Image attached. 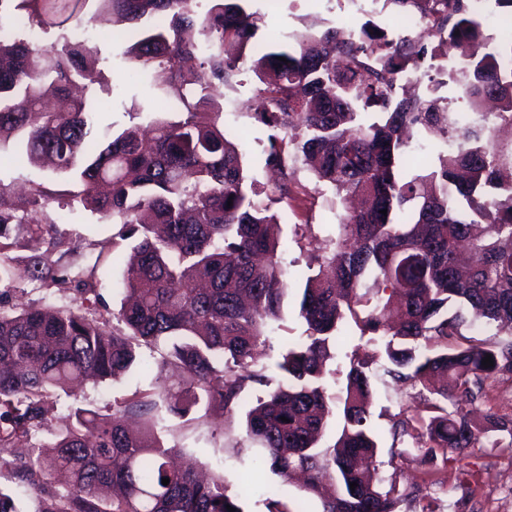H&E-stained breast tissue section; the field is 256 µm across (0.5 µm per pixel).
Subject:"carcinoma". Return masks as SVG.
Listing matches in <instances>:
<instances>
[{
  "mask_svg": "<svg viewBox=\"0 0 512 512\" xmlns=\"http://www.w3.org/2000/svg\"><path fill=\"white\" fill-rule=\"evenodd\" d=\"M193 2L0 0V33L21 18L62 31L49 50L0 37V154L49 160L66 185L32 186L22 215L0 208V252L24 251L0 256V449L32 439L51 393L89 378L118 382L143 351L159 354L154 386L113 401L107 414L73 409L52 445H30L22 482L33 512H243L224 475L204 482L173 465L178 449L163 435L200 406L205 417L231 415L249 388L272 383L258 349L281 317L289 273L270 234L271 204L291 197L299 164L362 207L340 217L307 267L299 302L307 336L285 348L277 387L247 413L260 464L288 481L304 477L322 512H397L410 496L371 474L378 444L365 364L353 359L345 388L327 393L325 363L348 319L363 335L382 334L392 378L419 388L393 440H412L425 474L441 472L450 454L465 459L482 438L512 452V414L448 409L451 397L472 401L487 382L512 381V142L496 136L512 126V40L485 23L497 8L512 15V0H483L479 11L471 0H389L423 18L437 42L431 53L367 24L347 37L336 28L291 33L270 49L254 42L258 17L244 0H210L203 15ZM101 13L120 26L139 70L181 89V119L97 132L99 49L73 33ZM470 41L489 51L458 61L446 80L429 76L427 56ZM244 70L259 81L257 118L273 130L265 163L282 175L268 204L254 200L244 152L220 124L216 85L233 86ZM404 73L428 79L422 95L400 96ZM455 94L472 107L495 99V121L456 132ZM416 129L454 145L428 174L406 179L400 168L428 165L407 152ZM66 198L120 225L101 249L132 244L121 279L131 302L112 313L110 333L95 307L101 257L45 238L59 220L50 204ZM21 281L72 293L75 305L5 307L6 289ZM466 311L507 339L464 335ZM332 418L339 436L323 448ZM57 471L69 475L61 490L45 481ZM265 509L307 512L274 493ZM0 512H21L15 491L0 487Z\"/></svg>",
  "mask_w": 512,
  "mask_h": 512,
  "instance_id": "1",
  "label": "carcinoma"
}]
</instances>
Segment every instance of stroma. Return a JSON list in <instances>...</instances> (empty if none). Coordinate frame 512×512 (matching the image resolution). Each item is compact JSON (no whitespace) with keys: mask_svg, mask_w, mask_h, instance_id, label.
Here are the masks:
<instances>
[{"mask_svg":"<svg viewBox=\"0 0 512 512\" xmlns=\"http://www.w3.org/2000/svg\"><path fill=\"white\" fill-rule=\"evenodd\" d=\"M250 9L259 17L257 41L270 46L278 45L288 34L304 31L313 24L322 29L342 25L357 29L370 22L393 37L397 34L400 17L404 15L391 0H375L362 12L350 11L346 0H252ZM95 41L99 49L98 67L106 77V84L98 93L105 103L98 118L100 126L145 125L159 115L179 119L183 105L177 89L138 79L125 55L126 41L110 36L103 27L97 28ZM254 90L255 83L247 72L239 75L233 87L224 89L222 121L225 127L234 129L240 136L256 187L266 195L274 189V175L265 165L270 130L256 117L258 102ZM297 178L301 190L290 202L274 207L280 217L282 258L293 276L291 285L295 288L301 287L300 276L320 243L335 236L342 211L334 191L329 188L324 189L315 201H308L305 192L313 188L314 181L302 169L298 170ZM302 212L306 213L311 228L298 243L294 240V226ZM55 229L80 235L83 245L91 249L117 231L111 222L78 206L66 213ZM298 311L297 298H290L284 305L281 321L269 326L262 355L265 364L274 365L286 346L305 338L307 326ZM355 351L366 361L371 376V425L379 438L377 473L385 479L396 478L401 486L412 485L418 489L415 498L400 504L398 512H512V455L499 452L486 442H478L469 449L468 474L460 476L454 469H447V480L442 484L426 481L421 466L411 454V441L403 442V455L391 454L392 419L400 411L413 408L418 400L415 389L396 383L388 374L389 362L381 336L361 335L353 326L344 329L336 355L328 364L326 385L329 393H336L345 384L350 356ZM154 382V371L142 366L118 383L89 381L78 395H53L56 408L35 433L33 441L52 444L69 406L83 405L105 413L113 400L138 388H150ZM165 442L184 449L188 458L203 463L210 471L223 474L228 493L238 496L244 512H265L264 499L271 492L278 493L281 499L291 504L307 503L309 512L322 510L320 500L308 498L299 482H287L268 472L261 486L252 487L245 483L244 478L253 469L258 450L246 434L244 412L229 416L214 413L178 425L166 435Z\"/></svg>","mask_w":512,"mask_h":512,"instance_id":"35a3bbf8","label":"stroma"}]
</instances>
